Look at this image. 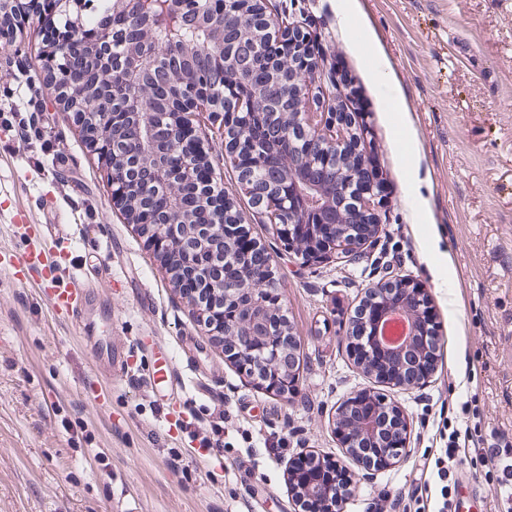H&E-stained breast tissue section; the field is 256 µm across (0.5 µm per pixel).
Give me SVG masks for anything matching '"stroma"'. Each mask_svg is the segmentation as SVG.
Returning <instances> with one entry per match:
<instances>
[{
	"mask_svg": "<svg viewBox=\"0 0 512 512\" xmlns=\"http://www.w3.org/2000/svg\"><path fill=\"white\" fill-rule=\"evenodd\" d=\"M322 54L342 57L360 98L365 153L385 183L375 244L331 263L275 269L279 303L301 345L288 396L268 391L197 328L159 260L110 206L107 171L53 103L34 65L38 27L0 40V249L48 245L108 290L91 318L126 371L93 380L84 332L55 317L35 285L0 268V512H293L288 466L302 451L341 459L359 480L342 512H433L415 488L453 427L512 438V0H295ZM199 122L242 212L220 129ZM426 288L440 341L430 383L391 393L409 419L406 457L361 480L331 421L336 403L375 389L347 351L367 288L396 276ZM184 378L172 392L159 369ZM158 370L155 383L147 373ZM221 425L223 448L203 445ZM451 495L460 512H497L498 479L475 453Z\"/></svg>",
	"mask_w": 512,
	"mask_h": 512,
	"instance_id": "1",
	"label": "stroma"
}]
</instances>
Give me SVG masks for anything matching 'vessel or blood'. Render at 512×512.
<instances>
[{
    "label": "vessel or blood",
    "mask_w": 512,
    "mask_h": 512,
    "mask_svg": "<svg viewBox=\"0 0 512 512\" xmlns=\"http://www.w3.org/2000/svg\"><path fill=\"white\" fill-rule=\"evenodd\" d=\"M29 244L20 257L38 294L44 298L52 313L67 316L77 324H85L90 306L99 300L96 289L87 287L85 275H77L62 265L58 255L46 245L49 228L32 225ZM85 353L91 359L96 374L109 376L117 370L112 360L111 342L95 335L85 339Z\"/></svg>",
    "instance_id": "1"
}]
</instances>
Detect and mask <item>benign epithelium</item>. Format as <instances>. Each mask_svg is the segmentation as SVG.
Wrapping results in <instances>:
<instances>
[{
	"instance_id": "obj_1",
	"label": "benign epithelium",
	"mask_w": 512,
	"mask_h": 512,
	"mask_svg": "<svg viewBox=\"0 0 512 512\" xmlns=\"http://www.w3.org/2000/svg\"><path fill=\"white\" fill-rule=\"evenodd\" d=\"M92 6L89 0H59L58 13L63 22L48 33L39 55L38 69L52 79L54 104L71 114L80 129L93 124L100 130V137L90 142V146L99 158H113L108 164L112 205L126 215L128 222H133L132 211L127 189L122 186L127 168L142 165L157 170L154 184L157 195L162 198L163 215L152 224L137 223L135 228L160 258L176 292L181 294L183 290L177 268L168 262L169 256H177L183 266L193 270L201 296L199 300L190 299L197 325L208 335L224 339L225 356L239 363L247 375L265 386L271 376L282 374L277 366L279 353L296 350L298 341L286 318L262 299L264 280L243 279L231 286L224 282V255L234 251L236 239L246 232L248 222L240 217V210L227 195H221L220 201L216 202L207 190L189 197L172 190L174 183L192 178L198 167L213 168L212 146L200 131L199 114L208 113L221 127L226 121L232 122L234 115L226 116L218 109L220 95L179 76L173 78L169 100H158L152 93L144 94L142 90L147 82L143 74L138 69H130L124 77L127 87L124 100L129 108L125 116L136 121L141 137L126 151L112 155V46L115 32L112 27L101 25L93 35L87 34L83 15ZM158 6L170 9V15L177 19L186 10V0L113 2V9L126 10L144 30L155 26ZM36 24L41 26L43 22L28 11L25 0H0V27L6 25L21 31ZM77 46L95 63L90 80L85 84H74L67 79L68 61ZM180 50L189 58L201 51L230 58L224 51L221 36L200 44L185 43ZM282 69L288 71V95L295 105L294 123L309 131L305 156L298 160L289 178L296 191L311 177L307 156L313 152L333 157L341 153L345 155L348 147L359 140L358 118L357 114L345 111L339 104L345 95L344 85L331 64L294 52L282 64ZM160 128L167 130L161 147L152 141ZM164 154L181 156L178 166L173 168L163 161L161 156ZM273 210L272 206L268 208V219L283 246L279 259L297 261L303 266L337 260L357 247L368 248L374 244L378 232L367 225L360 231L359 238H354L344 230V224L348 223L346 212L339 210L335 213L336 231L333 235L325 238L318 232L308 240H301L292 236V225L277 222ZM396 283L406 288L408 299L404 302L386 294L375 295L381 289L379 284L370 288L369 294L374 299H383L374 306L370 321L374 330L384 322L385 316L398 309L412 313L417 308L418 298L425 293L424 287L412 279L402 277ZM235 336L253 337L254 349L247 354L239 352L233 342ZM371 343L384 366L377 382L389 390L427 383L437 370L434 362L419 375L405 361V353L383 349L374 338ZM396 430L409 433L407 417L383 392H360L356 399L341 402L336 407L335 433L341 447L349 454L360 442L376 448L386 446ZM334 468H341L338 461L322 458L318 461V472L314 474L291 471L297 512H336L352 479L350 474H345L344 481L337 487L322 481V471Z\"/></svg>"
}]
</instances>
